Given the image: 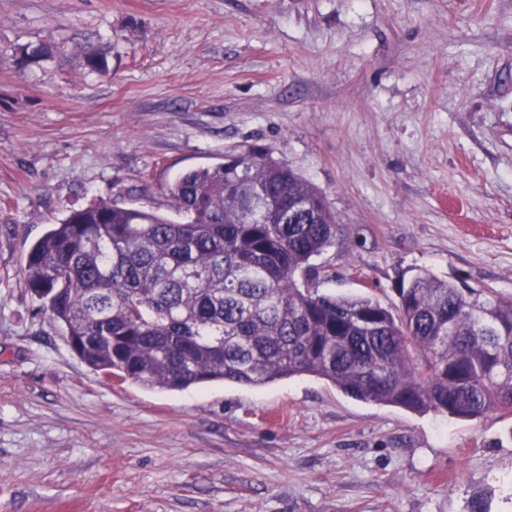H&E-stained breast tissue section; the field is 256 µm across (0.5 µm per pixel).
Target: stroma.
<instances>
[{
  "label": "stroma",
  "mask_w": 512,
  "mask_h": 512,
  "mask_svg": "<svg viewBox=\"0 0 512 512\" xmlns=\"http://www.w3.org/2000/svg\"><path fill=\"white\" fill-rule=\"evenodd\" d=\"M250 145L344 225L326 291L512 296V0H0V512H512L510 414L113 386L42 311L21 268L67 210L171 214L168 183Z\"/></svg>",
  "instance_id": "35a3bbf8"
}]
</instances>
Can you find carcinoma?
Returning <instances> with one entry per match:
<instances>
[{
  "mask_svg": "<svg viewBox=\"0 0 512 512\" xmlns=\"http://www.w3.org/2000/svg\"><path fill=\"white\" fill-rule=\"evenodd\" d=\"M166 194L180 219L103 201L27 253L29 288L106 380L170 392L310 375L419 413L512 411V297L428 273L393 310L322 291L313 259L344 225L273 158L192 169Z\"/></svg>",
  "mask_w": 512,
  "mask_h": 512,
  "instance_id": "1",
  "label": "carcinoma"
}]
</instances>
